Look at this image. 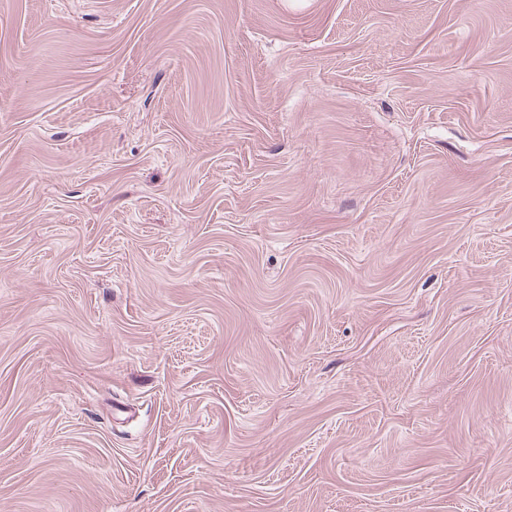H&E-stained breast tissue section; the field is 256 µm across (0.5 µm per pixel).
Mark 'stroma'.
<instances>
[{
  "label": "stroma",
  "instance_id": "1",
  "mask_svg": "<svg viewBox=\"0 0 512 512\" xmlns=\"http://www.w3.org/2000/svg\"><path fill=\"white\" fill-rule=\"evenodd\" d=\"M512 512V0H0V505Z\"/></svg>",
  "mask_w": 512,
  "mask_h": 512
}]
</instances>
